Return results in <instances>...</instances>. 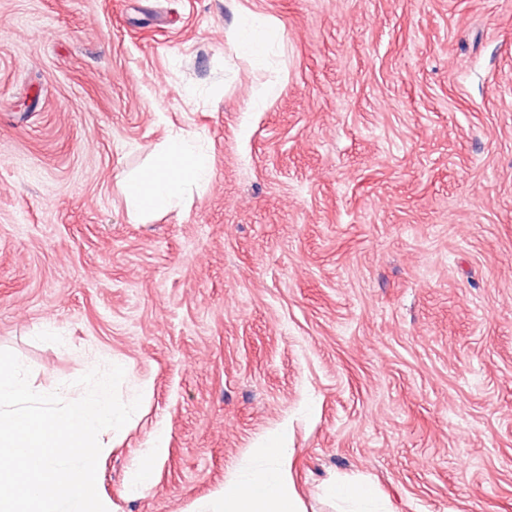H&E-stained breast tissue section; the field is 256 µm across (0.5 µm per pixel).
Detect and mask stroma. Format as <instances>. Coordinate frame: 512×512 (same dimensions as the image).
Here are the masks:
<instances>
[{"label": "stroma", "instance_id": "1", "mask_svg": "<svg viewBox=\"0 0 512 512\" xmlns=\"http://www.w3.org/2000/svg\"><path fill=\"white\" fill-rule=\"evenodd\" d=\"M180 130L208 183L133 214ZM0 350L125 367L108 512H212L283 429L306 512H512V0H0ZM229 43L236 52L261 58L266 44V32L255 23H244L235 31L227 35ZM165 448H161V445H156L153 448H146L143 455V462L137 469L136 477L132 482V487L135 490H140L149 483L152 475L151 462L154 458L158 457ZM323 494L340 503H371L374 500V490L368 485H355L350 482H336L324 487Z\"/></svg>", "mask_w": 512, "mask_h": 512}]
</instances>
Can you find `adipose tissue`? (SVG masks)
Segmentation results:
<instances>
[{
  "mask_svg": "<svg viewBox=\"0 0 512 512\" xmlns=\"http://www.w3.org/2000/svg\"><path fill=\"white\" fill-rule=\"evenodd\" d=\"M210 176L207 158L182 134L168 139L158 166L123 179L121 187L134 212L149 213L177 202L190 181ZM259 454L261 465L230 479L221 493L223 512H305L291 473L287 432L271 437Z\"/></svg>",
  "mask_w": 512,
  "mask_h": 512,
  "instance_id": "ef3b65f1",
  "label": "adipose tissue"
}]
</instances>
